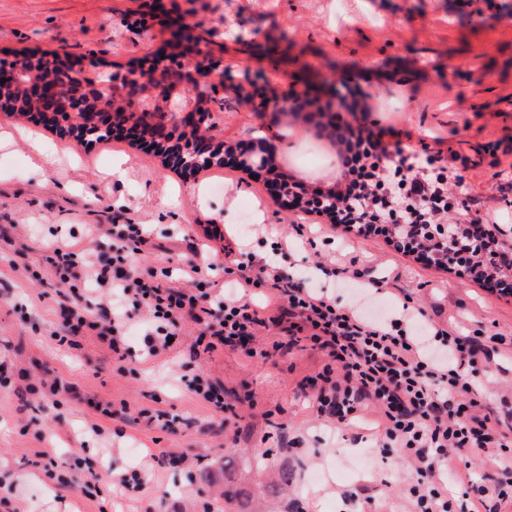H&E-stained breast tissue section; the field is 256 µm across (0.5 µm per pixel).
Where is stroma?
Returning <instances> with one entry per match:
<instances>
[{
  "label": "stroma",
  "mask_w": 512,
  "mask_h": 512,
  "mask_svg": "<svg viewBox=\"0 0 512 512\" xmlns=\"http://www.w3.org/2000/svg\"><path fill=\"white\" fill-rule=\"evenodd\" d=\"M196 22L224 42L227 106L215 135L225 144L265 140L286 158V173L308 188L332 170L338 146L327 130L277 112L256 109L264 97L295 90L329 103L337 85L351 91L354 111L332 114L339 125L384 131L419 166L440 173L451 156L468 217L486 216L512 236V0H0V60L37 52L97 53L108 70L127 73L162 39L160 21ZM54 144L46 164L37 150ZM123 161L126 178L111 175ZM320 216L278 205L258 174L214 166L189 175L146 143L77 142L61 126L17 121L0 111V486L11 487L16 512H401L414 465L399 449L382 451L376 418L336 427L321 415L307 378L328 361L310 341L282 345L278 329L254 336L256 356L224 348L201 358L191 347L199 333L186 324L174 348L154 359L106 352L96 336L80 349L51 337L61 320L52 281H31L42 249L83 224H144L156 242L138 264L181 268L192 256L205 280L229 286L224 250L260 260L273 242L310 226L311 243L293 242L281 260L304 287L326 283L322 267L355 262L381 281V302L423 308L428 322L455 323L480 339L497 336L475 374L489 410L512 426V295L463 274L424 266L397 253L384 236L320 228ZM209 378L224 388L216 414L195 400L187 381ZM56 379L74 384L81 400L46 406L27 387ZM128 403L90 430L97 416L86 398ZM282 446L280 454L271 449ZM50 450L61 463L79 462L75 488L61 487L39 463ZM183 450L197 467L154 468L146 490L120 493L112 481L150 454ZM287 490L272 488L281 470ZM98 479L99 497L78 486ZM356 500H347V493Z\"/></svg>",
  "instance_id": "35a3bbf8"
}]
</instances>
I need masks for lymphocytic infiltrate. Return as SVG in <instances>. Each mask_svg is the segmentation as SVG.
Masks as SVG:
<instances>
[{
  "label": "lymphocytic infiltrate",
  "instance_id": "f902f5d3",
  "mask_svg": "<svg viewBox=\"0 0 512 512\" xmlns=\"http://www.w3.org/2000/svg\"><path fill=\"white\" fill-rule=\"evenodd\" d=\"M344 145L337 196L360 198L374 211L385 212L393 201L387 192L390 175L403 168L409 173L403 185L407 199L423 204L415 212L416 223L466 224L465 216L451 214L444 203L445 176L428 174L402 150H389L381 136L360 128L350 130ZM109 233L111 252L58 240L44 249L39 269L23 271L30 279H52L62 289L65 313L54 332L58 343L71 345L92 332L124 356L129 329L143 318L152 323L139 346L144 359L166 353L170 338L188 320L201 325L196 348L205 354L247 346L258 328L270 324L291 337L306 335L330 359L309 380L320 411L346 425L374 408L381 440L414 462L408 512H452L456 500L462 512H489V501L512 498L502 483L448 465L449 451L465 450L493 458L498 470L512 474V444L500 420L483 413L473 380L474 370L488 358L483 341L448 325L430 326L427 335H419L423 312L407 304L386 318L368 316L362 301L380 283H365L362 271L351 265L338 273L358 287L357 303H338L329 288L302 287L278 261L289 249L284 240L259 268L231 260L225 272L236 290L227 296L204 288L192 261L177 276L167 267L139 272L133 257L151 245L145 225L115 224ZM177 277L182 280L178 286L173 283ZM264 286L281 299L271 314L251 299L253 289ZM91 292L107 294L108 312L91 308Z\"/></svg>",
  "mask_w": 512,
  "mask_h": 512
}]
</instances>
